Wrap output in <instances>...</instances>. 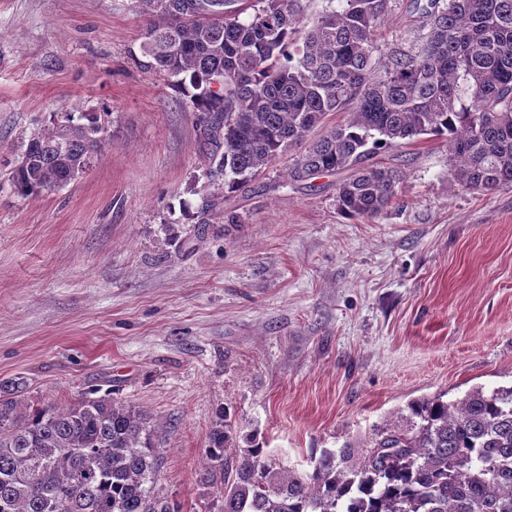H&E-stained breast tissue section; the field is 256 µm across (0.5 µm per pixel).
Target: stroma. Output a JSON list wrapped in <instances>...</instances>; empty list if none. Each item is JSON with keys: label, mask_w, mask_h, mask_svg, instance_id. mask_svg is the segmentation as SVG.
<instances>
[{"label": "stroma", "mask_w": 512, "mask_h": 512, "mask_svg": "<svg viewBox=\"0 0 512 512\" xmlns=\"http://www.w3.org/2000/svg\"><path fill=\"white\" fill-rule=\"evenodd\" d=\"M137 5L0 0V383L149 412L180 512H200L219 417L303 473L413 399L511 386L512 189L462 190L427 136L380 154L401 181L369 220L338 213L336 176L290 183L292 151L226 193L142 65ZM390 6L377 61L418 35L411 0ZM71 112L97 114L102 154L20 195V140Z\"/></svg>", "instance_id": "obj_1"}]
</instances>
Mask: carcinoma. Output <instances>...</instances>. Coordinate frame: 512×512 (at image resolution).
<instances>
[{"label":"carcinoma","instance_id":"obj_1","mask_svg":"<svg viewBox=\"0 0 512 512\" xmlns=\"http://www.w3.org/2000/svg\"><path fill=\"white\" fill-rule=\"evenodd\" d=\"M419 45L373 62L390 0H341L302 25L300 0H139L148 16L142 66L164 72L196 115L200 149L247 185L283 153L288 179L344 174L336 207L372 218L397 195V171L375 155L431 135L448 140L464 190L512 189V0H414ZM346 114L310 141L327 117ZM29 139L9 173L23 195L60 188L104 144L93 114ZM406 424L374 428L369 446L325 449L302 474L256 438L210 435L202 512H512V386L414 399ZM160 443L147 413L105 398L66 405L0 383V512H179L156 485Z\"/></svg>","mask_w":512,"mask_h":512}]
</instances>
